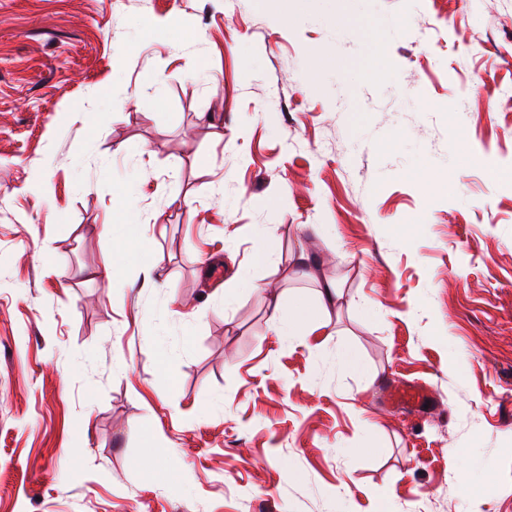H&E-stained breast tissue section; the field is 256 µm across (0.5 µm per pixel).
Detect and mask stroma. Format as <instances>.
<instances>
[{"label":"stroma","instance_id":"obj_1","mask_svg":"<svg viewBox=\"0 0 512 512\" xmlns=\"http://www.w3.org/2000/svg\"><path fill=\"white\" fill-rule=\"evenodd\" d=\"M503 171L512 0H0V512H512ZM274 324L281 336L288 340H302L306 335L307 315L299 305L288 309V316H275Z\"/></svg>","mask_w":512,"mask_h":512}]
</instances>
